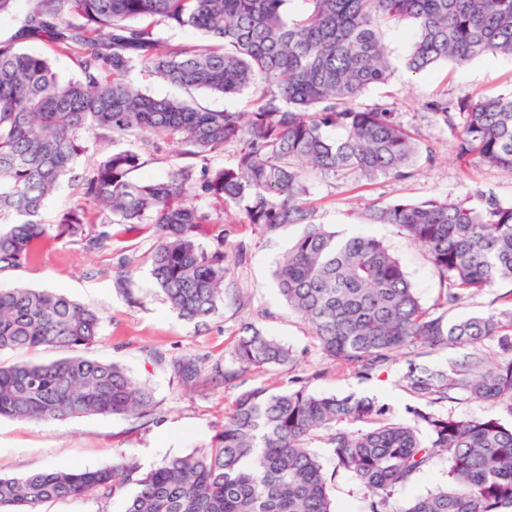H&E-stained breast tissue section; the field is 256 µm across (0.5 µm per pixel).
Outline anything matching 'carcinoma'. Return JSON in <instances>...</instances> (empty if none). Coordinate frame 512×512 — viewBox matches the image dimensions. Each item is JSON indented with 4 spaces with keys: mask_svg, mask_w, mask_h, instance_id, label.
<instances>
[{
    "mask_svg": "<svg viewBox=\"0 0 512 512\" xmlns=\"http://www.w3.org/2000/svg\"><path fill=\"white\" fill-rule=\"evenodd\" d=\"M32 2L21 37L75 58L82 77L62 81L49 57L0 40V270L30 262L48 238L107 249L114 217L148 223L156 235L151 275L170 308L198 323L224 300L226 209L242 210L266 236L298 224L302 232L275 270L288 310L323 357L359 373L414 355L405 381L422 406L398 419L370 398L257 387L224 412L207 447L145 473L120 462L0 476V512H35L91 492L109 497L130 484L136 491L126 512H335L330 485L339 472L371 489L367 512H389L393 492L438 458L448 461L450 482L396 512H512V425L429 410L456 391L512 412V289L499 308L446 317L494 284H512V204L489 194L478 207L448 198L367 207L366 220L393 226L423 251L439 282L437 308L446 309L437 315L381 240L342 237L315 223L308 188L310 173L401 179L421 153L434 158L387 104L361 103L391 74L384 28L414 25L405 60L413 74L441 62L512 56V0H303L306 10L294 17L286 9L292 0ZM185 27L207 43L161 37L162 28ZM136 66L185 89L234 96L258 87L260 94L250 112L202 110L145 94L127 78ZM426 107L454 131L460 157L512 171V91L435 98ZM86 134L171 145L180 162L161 181H135L138 152L104 153L81 181L96 212L80 204L45 224L44 202L73 178ZM229 149L231 165L211 164ZM132 264L121 257L115 271L131 302ZM101 321L97 309L51 289L1 288L0 352L52 347L67 356L0 365V416L149 415L151 392L123 367L73 354L95 341ZM494 338L503 352L496 362L476 350L446 368L423 361L449 345ZM155 357L190 387L207 362ZM231 357L237 369L216 363L213 379L297 363L289 347L252 324L242 327Z\"/></svg>",
    "mask_w": 512,
    "mask_h": 512,
    "instance_id": "obj_1",
    "label": "carcinoma"
}]
</instances>
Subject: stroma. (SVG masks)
Returning <instances> with one entry per match:
<instances>
[{"label": "stroma", "instance_id": "35a3bbf8", "mask_svg": "<svg viewBox=\"0 0 512 512\" xmlns=\"http://www.w3.org/2000/svg\"><path fill=\"white\" fill-rule=\"evenodd\" d=\"M413 36L414 28L407 23L384 29L383 40L395 71L387 83L370 87L363 101L388 103L402 125L422 144L434 148V160L419 157L410 177L402 180L380 176L346 181L317 174L310 180V200L316 223L342 234L362 233L383 241L405 267L424 305L430 307L437 300L439 283L422 252L392 227L366 223L364 207L435 198H465L476 206L481 195L489 193L502 203L512 204V173L476 163L461 164L453 133L436 123L425 107L427 101L438 97L478 99L512 91V59L481 57L464 66L441 63L415 76L403 65ZM128 78L149 95L188 97L211 110L247 112L254 104L251 91L235 96L188 93L141 67L132 69ZM83 145L74 161L78 175L93 166L101 154L129 149L144 159L135 179L159 181L166 177L175 155L173 147L158 149L132 139L102 141L90 137ZM224 220L233 228L224 248L228 269L224 300L203 324L186 321L173 312L152 278L150 252L155 234L148 224L113 225L111 248L95 253L85 252L76 242L50 241L36 261L0 270V288H50L98 309L102 315L100 334L93 344L79 348V355L124 367L150 389L156 404L154 414L146 417L90 415L26 423L0 417V474L21 476L47 468L93 469L122 459L145 471L207 446L225 409L243 392L260 386L285 391L295 388L300 379L316 394L374 399L395 418L406 417L408 409L415 407L404 380L409 355H398L384 368L358 375L314 350L307 328L288 311L278 293L274 271L299 235L300 226L289 225L267 237L246 223L237 209H227ZM240 243L247 248L242 260L236 255ZM122 254L137 259L132 273L135 299L131 302L113 279L114 266ZM247 322L292 349L297 366L248 372L224 387L194 390L181 386L155 360L159 352L170 357L200 354L208 356L210 362L231 366L232 345ZM134 492L130 486L108 498L89 493L50 501L40 506L39 512H125Z\"/></svg>", "mask_w": 512, "mask_h": 512}]
</instances>
